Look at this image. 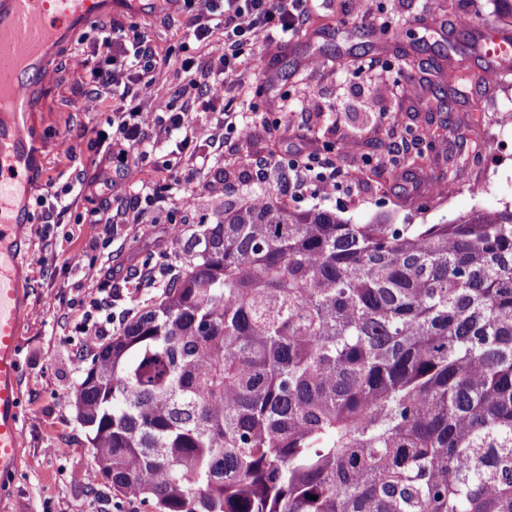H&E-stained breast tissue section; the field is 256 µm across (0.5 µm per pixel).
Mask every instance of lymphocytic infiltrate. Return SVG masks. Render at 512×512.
Wrapping results in <instances>:
<instances>
[{
	"instance_id": "f902f5d3",
	"label": "lymphocytic infiltrate",
	"mask_w": 512,
	"mask_h": 512,
	"mask_svg": "<svg viewBox=\"0 0 512 512\" xmlns=\"http://www.w3.org/2000/svg\"><path fill=\"white\" fill-rule=\"evenodd\" d=\"M309 0H185V26L200 42L208 41L211 20L224 27V45L210 58L208 70L214 77L230 82L238 77L242 67L252 60L271 55L282 38L296 32L306 21ZM95 36L88 49L94 60L90 69L94 84L108 89L113 95L112 129L101 132L98 151L102 161L112 157L126 160L129 151H137L138 160L157 170H172L173 153L142 151L147 129L155 125L164 131L178 133L179 150H189L194 143V106H166L161 113L151 115L140 111L134 103V86L147 83L157 66V58L148 36L138 25L122 32L130 46L126 51L113 48L114 28L108 23L94 24ZM255 176L262 183L278 177L285 191L293 194L312 192L328 196L339 186L355 189L358 179L342 170L330 150H312L286 158L266 156L256 161Z\"/></svg>"
}]
</instances>
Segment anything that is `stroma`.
I'll list each match as a JSON object with an SVG mask.
<instances>
[{"instance_id": "35a3bbf8", "label": "stroma", "mask_w": 512, "mask_h": 512, "mask_svg": "<svg viewBox=\"0 0 512 512\" xmlns=\"http://www.w3.org/2000/svg\"><path fill=\"white\" fill-rule=\"evenodd\" d=\"M374 3L405 18L399 42L372 39L360 24L362 0H333L327 10L312 7L301 34L278 53L266 83L256 82L253 69L247 68L225 86L224 100L237 119L226 122L216 114L197 113L201 150L226 143L231 152L200 173L188 190L174 189L146 209L136 207L131 189L119 183L121 163L100 165L93 143L108 126L112 101L102 95L99 110L86 111L92 89L86 55L78 43L66 52L36 115L43 163L34 174L32 194H44L51 184L89 180L91 186L76 197L74 210L100 212L104 221L48 230L32 226L26 270L31 293L20 335L21 463L0 512H152L150 505L127 502L104 481L88 478L95 463L74 406L89 355L79 331L83 308L107 296L113 314L138 316L158 291L139 280L138 271L165 262L176 270L182 266L179 244L168 238L167 225L176 223L187 231L253 198L258 191L250 180L255 158L312 149L306 136L310 128L318 131L321 144H350L337 163L357 170L359 187L329 196L288 194L282 201L293 209L333 212L352 224L380 218L391 224H439L477 209L512 208V131L500 145L503 162L490 181L477 178L487 158L461 161L471 150L462 138L465 123H479L494 108L512 109V97L503 98L496 83L461 84L450 92L437 73L451 62L472 73L485 67L477 28L508 26L495 0ZM149 37L158 66L151 84L137 88L141 110L158 112L167 103L196 99V90L185 86L175 51L188 43L198 62L206 63L211 51L223 46V29H215L209 43L191 41L183 16L158 14L149 21ZM370 58L402 62L411 86H425L426 100L410 105L406 98L393 96L381 75L356 74L353 61ZM259 88L264 94L257 102L253 94ZM446 91L451 104L438 108L436 99ZM286 94L311 101L309 118L293 117L294 133L276 139L259 120L243 122L242 113L256 106L278 112ZM409 125L443 129L445 141L425 167L405 161L381 171L363 169V154L385 152L390 132H403ZM61 139L72 140L74 155L58 149ZM452 169L457 172L455 191L447 197L435 195L432 185L447 180Z\"/></svg>"}]
</instances>
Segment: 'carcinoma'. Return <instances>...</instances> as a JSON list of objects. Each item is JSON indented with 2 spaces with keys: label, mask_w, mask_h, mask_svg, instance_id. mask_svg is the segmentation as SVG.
<instances>
[{
  "label": "carcinoma",
  "mask_w": 512,
  "mask_h": 512,
  "mask_svg": "<svg viewBox=\"0 0 512 512\" xmlns=\"http://www.w3.org/2000/svg\"><path fill=\"white\" fill-rule=\"evenodd\" d=\"M426 163L442 135L409 127ZM84 370L94 477L155 512H512V210L348 224L271 193Z\"/></svg>",
  "instance_id": "obj_1"
}]
</instances>
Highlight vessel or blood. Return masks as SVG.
Masks as SVG:
<instances>
[{"mask_svg":"<svg viewBox=\"0 0 512 512\" xmlns=\"http://www.w3.org/2000/svg\"><path fill=\"white\" fill-rule=\"evenodd\" d=\"M177 6V0H0V95L12 102L11 110L0 114V493L20 463L29 175L41 160L34 107L53 73L50 55L112 13L146 19ZM483 46L494 76L512 73V38L487 28Z\"/></svg>","mask_w":512,"mask_h":512,"instance_id":"obj_1","label":"vessel or blood"}]
</instances>
